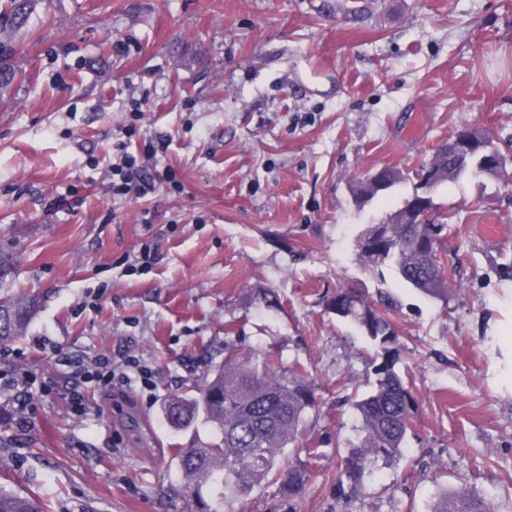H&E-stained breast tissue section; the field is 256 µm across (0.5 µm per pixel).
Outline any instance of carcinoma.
<instances>
[{
  "label": "carcinoma",
  "mask_w": 512,
  "mask_h": 512,
  "mask_svg": "<svg viewBox=\"0 0 512 512\" xmlns=\"http://www.w3.org/2000/svg\"><path fill=\"white\" fill-rule=\"evenodd\" d=\"M0 14L21 26L27 12L17 0H7ZM430 162L440 167L451 182L468 173L484 172L471 163L457 162L447 147L437 149ZM437 224H388L385 232L395 253L379 258L364 250V240L374 235L371 225L358 242L361 256L373 264L392 261L403 282L426 296L448 300L449 276L440 262ZM336 317L355 323L370 341L384 347L393 342L389 311L396 307L389 293L378 290L369 298L357 288L341 286L329 302ZM38 310L33 296L0 293V344L22 336ZM376 386L358 400L355 410L364 439L351 449L336 470V484L356 491L381 461L401 455L414 421L415 404L409 387L394 370V362L382 361L375 368ZM317 407L316 388L309 372L299 361L284 365L279 354L259 357L243 351L242 339L228 336L224 341V363L200 386L172 395L165 405L167 419L186 426L201 416L220 434L219 442L207 448H188L181 453L184 475L195 482V491L208 489L229 505L244 499L259 486L279 484L277 500L270 512H296V501L309 479L305 465L284 467L281 456L295 444L301 426ZM0 512H48V505L34 496L0 488ZM430 512H488L485 502L472 490L442 489Z\"/></svg>",
  "instance_id": "1"
}]
</instances>
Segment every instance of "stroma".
<instances>
[{
    "label": "stroma",
    "instance_id": "1",
    "mask_svg": "<svg viewBox=\"0 0 512 512\" xmlns=\"http://www.w3.org/2000/svg\"><path fill=\"white\" fill-rule=\"evenodd\" d=\"M463 126L512 156V0H31L24 26L1 21L0 256L12 292L41 300L0 358L5 488L50 512H224L179 465L217 431L172 427L163 407L241 336L319 385L299 441L322 455L284 458L309 465L297 512H428L461 485L512 512V340L497 332L512 322V182L431 191L447 301L357 247ZM159 140L155 193L114 197L117 144L142 155ZM383 167L402 181L355 205L350 181ZM345 285L396 299L389 349L329 309ZM73 354L138 356L153 385L101 391L63 364ZM387 354L415 426L399 459L337 492L362 439L353 404ZM20 364L38 385L23 428L7 386Z\"/></svg>",
    "mask_w": 512,
    "mask_h": 512
}]
</instances>
